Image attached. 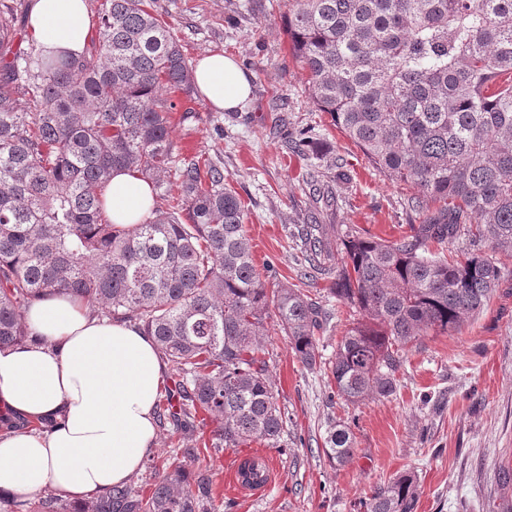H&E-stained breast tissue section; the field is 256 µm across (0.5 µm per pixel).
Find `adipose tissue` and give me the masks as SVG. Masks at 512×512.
I'll use <instances>...</instances> for the list:
<instances>
[{
    "label": "adipose tissue",
    "mask_w": 512,
    "mask_h": 512,
    "mask_svg": "<svg viewBox=\"0 0 512 512\" xmlns=\"http://www.w3.org/2000/svg\"><path fill=\"white\" fill-rule=\"evenodd\" d=\"M31 31L45 50L82 53L85 0H33ZM196 89L214 109H240L251 80L233 57L205 55ZM103 197L113 223L135 226L152 209L148 184L114 171ZM30 340L0 349V415L32 421L0 436V494L52 489L81 500L126 482L157 439L155 410L165 365L151 337L110 323L67 295L34 302Z\"/></svg>",
    "instance_id": "obj_1"
}]
</instances>
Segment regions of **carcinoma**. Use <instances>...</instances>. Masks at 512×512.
I'll return each mask as SVG.
<instances>
[{"label": "carcinoma", "instance_id": "obj_1", "mask_svg": "<svg viewBox=\"0 0 512 512\" xmlns=\"http://www.w3.org/2000/svg\"><path fill=\"white\" fill-rule=\"evenodd\" d=\"M290 51L315 105L372 165L412 186L423 216L413 234L342 242L332 291L359 318L336 346V395L350 403L390 395L401 352L443 336L487 306L512 258V0H291ZM194 69L152 0H102L81 55L30 43L14 6L0 0V347L30 336L25 309L69 294L109 322L154 340L174 374L158 404L171 457L183 466L147 489L117 485L75 512H220L208 449L276 444L286 419L263 351L268 322L294 356L319 365L320 306L295 284L266 287L244 213L224 169L179 162L169 139L191 96ZM124 169L163 190L134 228L111 223L103 191ZM177 192H172V187ZM467 234L458 260L434 256ZM316 268L329 243L303 232ZM323 454L342 466L351 432L338 423ZM265 464L241 463L248 482ZM419 478L405 471L377 487L363 512H414ZM47 498L8 512H58Z\"/></svg>", "mask_w": 512, "mask_h": 512}]
</instances>
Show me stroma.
<instances>
[{"label":"stroma","mask_w":512,"mask_h":512,"mask_svg":"<svg viewBox=\"0 0 512 512\" xmlns=\"http://www.w3.org/2000/svg\"><path fill=\"white\" fill-rule=\"evenodd\" d=\"M154 7L192 60L222 51L251 79V101L241 111H215L192 94L170 132L176 154L223 166L267 287L302 283L327 319L322 365L313 371L287 339L268 337L265 358L285 432L273 448L251 443L213 452L211 464L223 474L234 459L257 455L273 466L274 479L255 496L223 483V512H363L376 486L407 470L419 476L415 512H506L512 492L498 475L512 463V261L482 313L453 334L425 336L406 349L393 395L355 404L338 398L328 364L349 310L330 291L332 275L301 278L307 262L298 227L322 225L335 267L346 234L410 235L419 221L407 205L414 190L376 170L314 104L284 32L288 0H155ZM299 131L313 139V150L292 148ZM315 179L328 183V201L315 200ZM339 420L353 443L341 467L322 452Z\"/></svg>","instance_id":"obj_1"}]
</instances>
